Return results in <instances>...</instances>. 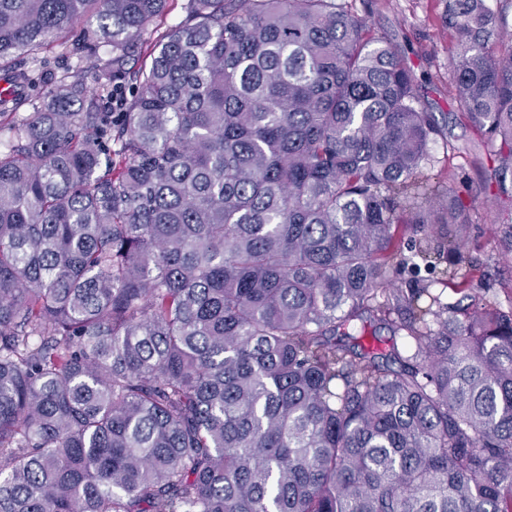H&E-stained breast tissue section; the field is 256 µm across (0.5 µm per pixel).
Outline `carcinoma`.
Returning a JSON list of instances; mask_svg holds the SVG:
<instances>
[{"instance_id": "carcinoma-1", "label": "carcinoma", "mask_w": 512, "mask_h": 512, "mask_svg": "<svg viewBox=\"0 0 512 512\" xmlns=\"http://www.w3.org/2000/svg\"><path fill=\"white\" fill-rule=\"evenodd\" d=\"M441 2L512 214L506 9ZM166 3L0 0L8 81L66 33L98 83L0 112V512H512V311L432 291L470 211L398 47L340 0Z\"/></svg>"}]
</instances>
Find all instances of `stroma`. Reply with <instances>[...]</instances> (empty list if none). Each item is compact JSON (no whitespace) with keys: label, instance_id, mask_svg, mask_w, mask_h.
Returning a JSON list of instances; mask_svg holds the SVG:
<instances>
[{"label":"stroma","instance_id":"obj_1","mask_svg":"<svg viewBox=\"0 0 512 512\" xmlns=\"http://www.w3.org/2000/svg\"><path fill=\"white\" fill-rule=\"evenodd\" d=\"M352 11L365 18L377 36L398 44L405 61L418 78L417 93L432 112L441 135L429 144L433 170L470 204L468 258L477 268L473 285L480 296L502 310L512 309V256L501 254L496 211L480 187L486 174L487 147L464 122L452 96L448 67V40L435 22L438 0H348ZM39 56L42 77L33 85H21L9 106L13 112L33 111L41 92L47 91L62 69L79 73L93 84L94 73L87 60L69 56L55 39H48Z\"/></svg>","mask_w":512,"mask_h":512}]
</instances>
